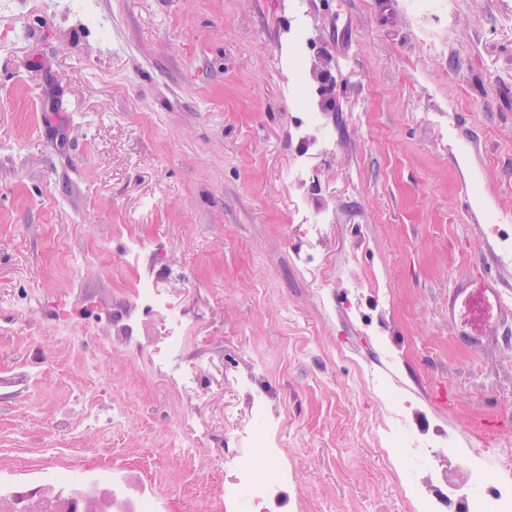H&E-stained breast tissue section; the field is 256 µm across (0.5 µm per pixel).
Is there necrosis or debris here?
<instances>
[{"label": "necrosis or debris", "instance_id": "1", "mask_svg": "<svg viewBox=\"0 0 512 512\" xmlns=\"http://www.w3.org/2000/svg\"><path fill=\"white\" fill-rule=\"evenodd\" d=\"M300 121L294 132L302 141L332 153L336 144L324 133L313 110V90L304 78L292 84ZM339 293L345 311L370 332L385 368H363L364 385L372 389L382 413L373 426L381 448L399 451V466L390 472L403 493L410 512H512V468L490 473L486 455L465 447L462 440L445 426L426 423L421 412L393 379L400 362V350L391 336L385 307L387 288L382 279L363 286L344 276ZM133 298L143 312L156 315L170 348L161 363L184 392L195 390L199 372L178 363L173 355L178 348L182 315L171 296L155 280H140ZM249 416L224 449V465L232 472L220 486L224 512H277L293 470L287 466L274 433L285 424L282 412L269 409L257 390L255 379L243 383Z\"/></svg>", "mask_w": 512, "mask_h": 512}]
</instances>
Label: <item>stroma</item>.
<instances>
[{
  "label": "stroma",
  "mask_w": 512,
  "mask_h": 512,
  "mask_svg": "<svg viewBox=\"0 0 512 512\" xmlns=\"http://www.w3.org/2000/svg\"><path fill=\"white\" fill-rule=\"evenodd\" d=\"M295 8L336 67L329 155L293 136ZM302 159L318 179L301 195ZM305 205L329 212L319 241L293 220ZM493 216L512 223V0H0V482L51 486L41 460L16 466L41 449L103 488L120 470L162 512H224L212 475L246 413L238 381L259 367L296 449L285 512H408L359 382L373 342L313 295L335 299L352 257L390 292L399 385L512 462V267ZM132 237L148 249L129 252ZM463 273L496 276L508 308L475 342L448 319ZM146 276L186 314L195 391L156 366L155 318L136 345L119 337L112 315ZM63 301L84 311L69 347L48 333ZM92 380L128 408L107 440L75 414L55 426ZM173 427L183 450L151 442ZM500 224H486L488 235L497 249V256L503 266H512V226L510 232L499 229Z\"/></svg>",
  "instance_id": "obj_1"
}]
</instances>
